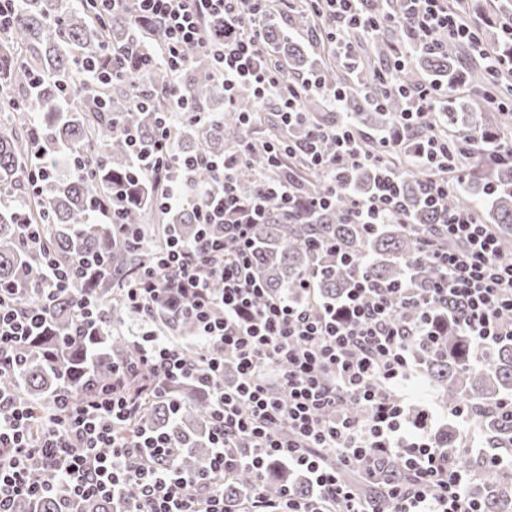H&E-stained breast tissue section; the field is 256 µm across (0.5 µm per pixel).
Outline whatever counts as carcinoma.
Masks as SVG:
<instances>
[{
    "label": "carcinoma",
    "instance_id": "carcinoma-1",
    "mask_svg": "<svg viewBox=\"0 0 512 512\" xmlns=\"http://www.w3.org/2000/svg\"><path fill=\"white\" fill-rule=\"evenodd\" d=\"M362 9L368 14H399L402 2L386 0L377 4L368 0ZM134 10L135 4L127 3L102 18L88 0H22L13 25L0 33V195L13 198L11 206L0 209V283L35 288L40 282L41 255L22 243L19 223L30 209L26 170L41 156L61 162L58 171L41 183V200L51 224L48 247L61 262L76 263L81 256L96 252L106 256L110 268L128 275L153 264L166 235L184 240L197 236L193 203L161 210L155 205L152 183L132 178V154L120 128L131 127L143 143L152 144L155 108L161 106L154 95L170 82L167 69L159 61L164 32L155 25L136 27L130 20ZM395 40L391 30L379 32L371 41L369 55L389 59ZM267 42L289 73L319 66L317 55L276 27L268 30ZM129 48L136 51L137 63L148 70V82L143 86L132 85L133 63L124 56ZM460 53L459 41L450 38L437 52L421 53L414 66L404 72V81L417 82L423 73L450 87L473 81L474 76L461 67ZM96 59L116 73L114 80L95 86L85 82L80 67ZM321 66L326 81L343 90V100L336 109L322 112L319 99L308 97L303 124L294 130V138L301 141L312 127H333L350 120L366 146L374 148L373 132L392 128L394 113L402 110L404 98L391 94L387 111L377 112L365 94L377 88V69L356 63L341 66L329 58ZM182 83L194 106L206 112L214 110L222 83L208 59L198 58L183 74ZM60 86L68 87L66 101L59 96ZM480 107L482 104L470 98L455 97L448 100L446 115L437 124L443 134L451 131L460 135L468 153L479 158L463 187L448 196V207L474 210L487 204L488 217L499 226L501 243L508 251L512 249V165L495 163L488 140L509 129V125L501 113L480 112ZM257 109L251 94L244 91L235 110L218 116V123L210 129L188 120L173 125L179 159L203 153L224 155V150L245 136L238 113ZM76 157L92 162L94 174L78 177L71 173L69 166ZM376 177L377 171L369 167L342 171L339 181L343 191L336 204L325 211L290 217L280 205H271L264 223L253 228L254 269L269 293L304 300L301 282L315 269L314 298L307 299V303L320 313L322 306L345 297L359 272L382 285L404 282L411 276L416 288L433 286L437 268L416 259L418 240L401 225L384 224L369 233L359 224L347 223L349 198L370 192ZM427 177L428 173L415 163L406 164L400 172V200L409 223L435 233L439 215L424 204L421 192ZM320 188L321 179L315 174L304 175L298 184L304 197L316 194ZM93 195L114 205L120 224L141 226L150 216H156L162 224L159 235L144 236L136 246L123 244L113 233L112 224L97 222L91 213L89 199ZM313 240L337 245L351 256V264L342 265L333 251L313 253L309 247ZM76 287L113 298L112 308L104 316L98 335L89 338L72 335L71 298L62 296L56 301L50 308L52 333L38 337L25 349L22 373L0 374V387L13 392L24 405L47 401L57 387L46 359L52 352L62 353L69 367L70 384L79 397L89 385L99 388L111 381L112 358L128 360L136 355L127 337L112 334L113 320L123 310L120 293L112 292V274H81ZM435 326L442 333L441 346L414 347L427 380L446 404H467L475 410L491 447L511 448L512 419L493 413L489 407L512 395V343L495 347L484 366L468 369L466 339L442 316L435 319ZM175 392L182 402L178 414L169 413L165 405L152 400L140 423L168 431L182 447L180 465L195 470L209 454L206 431L210 399L195 383L180 384ZM288 485L300 492L308 490L303 478L286 470L269 472L265 490L277 496ZM505 485L503 472L492 467L481 471L473 492L484 512H500ZM65 495L62 487L57 497L25 502L20 510L57 512L59 500Z\"/></svg>",
    "mask_w": 512,
    "mask_h": 512
}]
</instances>
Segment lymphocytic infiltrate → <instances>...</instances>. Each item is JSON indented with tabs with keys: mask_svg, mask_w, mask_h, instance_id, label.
Instances as JSON below:
<instances>
[{
	"mask_svg": "<svg viewBox=\"0 0 512 512\" xmlns=\"http://www.w3.org/2000/svg\"><path fill=\"white\" fill-rule=\"evenodd\" d=\"M136 2L134 25H158L166 37L161 60L171 75L169 109L158 117L149 152H142L133 132L125 139L141 177L157 189L158 206L195 198L204 232L192 241H169L155 267L135 273L122 289L124 310L146 322L162 315L194 321L201 354L188 362L178 343L153 330L141 332L134 337L135 360L113 363L111 385L81 399L68 388L67 366L52 361L59 386L38 417L0 390V512L53 497L62 481L72 499L98 497L115 503L114 512H483L469 491L478 472L457 468L453 449L438 447L426 423L407 430L400 393L415 376L413 343L439 341L432 321L436 309L453 307L473 346L472 366L484 365L498 344L512 342V323L502 319L512 313V251L502 249L493 226L476 212L449 209L448 196L461 184L460 156L450 137L427 136L415 152L435 173L424 185V202L442 215L437 235L418 238L420 257L439 271L433 287L374 286L362 275L342 305L316 316L290 297L267 296L252 270V236L268 198L280 199L293 216L328 208L342 190L338 172L357 166L379 171L382 179L373 193L351 200L350 223H405L399 183L404 139L433 125L442 89L433 81L414 89L401 81L408 42L429 50L451 37L467 43L488 80L512 95V20L500 25L508 44L503 51L486 47L469 18L450 10L446 0H404L401 14L373 16L362 13V0H303L321 44L337 57L350 52L353 32L369 36L391 29L398 38L396 57L380 81L408 97L409 106L371 151L348 123L314 127L297 145L284 138L268 144V170L252 196L242 194L239 181L255 140L243 139L221 158L199 155L194 166L213 172L223 185L214 195L174 170L178 151L171 120L186 117L203 127L213 121L211 113L192 108L181 83L198 56L214 61L225 109L250 90L257 104L274 108L284 131L298 121L306 96L320 95L335 106L341 92L315 73L288 76L267 49L271 12L293 10L296 0ZM327 140L335 143L330 155L322 150ZM296 157L304 171L321 177L320 195L301 199L296 176L279 179L285 159ZM213 224L223 225L222 238L207 236ZM75 275L74 266L45 253L38 307L25 304L24 286L0 284V372L21 371L20 354L32 337L49 329L48 309L58 296L75 300L77 335L97 331L110 301L79 292ZM217 306L223 317L213 316ZM410 306L418 314L403 320ZM228 369L236 375L231 387L221 383ZM190 379L211 398V455L193 472L181 468L180 448L168 432L138 423L142 395L176 413L181 405L168 386ZM357 406L366 419L354 416ZM275 462L304 473L312 493L289 488L279 498L267 496L265 472ZM392 463L409 473L408 482L384 480V468ZM243 470L251 473L252 486L242 503H230L224 487ZM129 485L139 489L131 502L122 496Z\"/></svg>",
	"mask_w": 512,
	"mask_h": 512,
	"instance_id": "lymphocytic-infiltrate-1",
	"label": "lymphocytic infiltrate"
}]
</instances>
